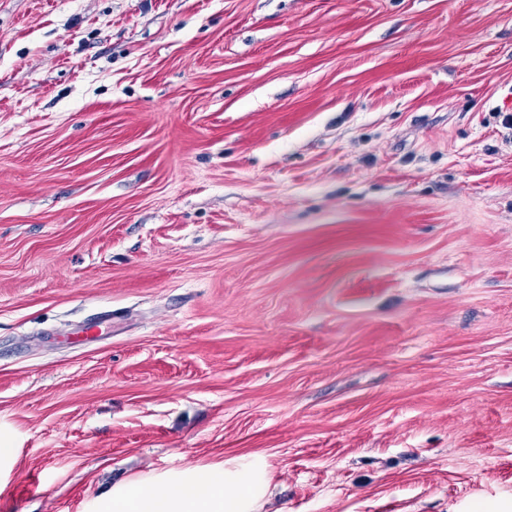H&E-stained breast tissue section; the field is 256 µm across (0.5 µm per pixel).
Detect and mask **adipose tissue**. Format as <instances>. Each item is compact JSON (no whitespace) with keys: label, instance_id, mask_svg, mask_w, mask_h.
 I'll return each mask as SVG.
<instances>
[{"label":"adipose tissue","instance_id":"ef3b65f1","mask_svg":"<svg viewBox=\"0 0 512 512\" xmlns=\"http://www.w3.org/2000/svg\"><path fill=\"white\" fill-rule=\"evenodd\" d=\"M270 484L266 463L231 457L200 471L169 470L114 489L96 512H262Z\"/></svg>","mask_w":512,"mask_h":512}]
</instances>
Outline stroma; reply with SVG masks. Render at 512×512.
I'll return each instance as SVG.
<instances>
[{"label":"stroma","instance_id":"stroma-1","mask_svg":"<svg viewBox=\"0 0 512 512\" xmlns=\"http://www.w3.org/2000/svg\"><path fill=\"white\" fill-rule=\"evenodd\" d=\"M510 113L512 0H0V512H512ZM270 484L266 463L231 457L198 471L169 470L112 489L94 512H262Z\"/></svg>","mask_w":512,"mask_h":512}]
</instances>
